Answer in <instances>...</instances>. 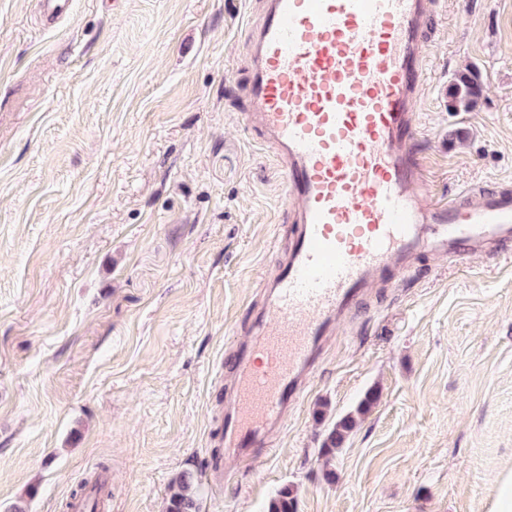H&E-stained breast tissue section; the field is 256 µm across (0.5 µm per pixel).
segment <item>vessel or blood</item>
<instances>
[{"mask_svg":"<svg viewBox=\"0 0 512 512\" xmlns=\"http://www.w3.org/2000/svg\"><path fill=\"white\" fill-rule=\"evenodd\" d=\"M246 23L244 129L285 177L292 238L226 362L216 481L268 447L324 343L377 281L427 252L460 260L512 240V191L426 199L416 104L430 69L427 0H259Z\"/></svg>","mask_w":512,"mask_h":512,"instance_id":"b4317fda","label":"vessel or blood"}]
</instances>
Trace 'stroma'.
Returning a JSON list of instances; mask_svg holds the SVG:
<instances>
[{"instance_id": "obj_1", "label": "stroma", "mask_w": 512, "mask_h": 512, "mask_svg": "<svg viewBox=\"0 0 512 512\" xmlns=\"http://www.w3.org/2000/svg\"><path fill=\"white\" fill-rule=\"evenodd\" d=\"M257 0H0V512H492L512 470V242L423 254L332 338L275 447L213 484L215 378L275 273L283 177L236 93ZM430 196L512 187V0H430ZM483 95L448 109L458 74ZM376 400L336 456L328 433ZM174 484H176V487L173 486L168 512H196L193 477L189 473H184Z\"/></svg>"}]
</instances>
